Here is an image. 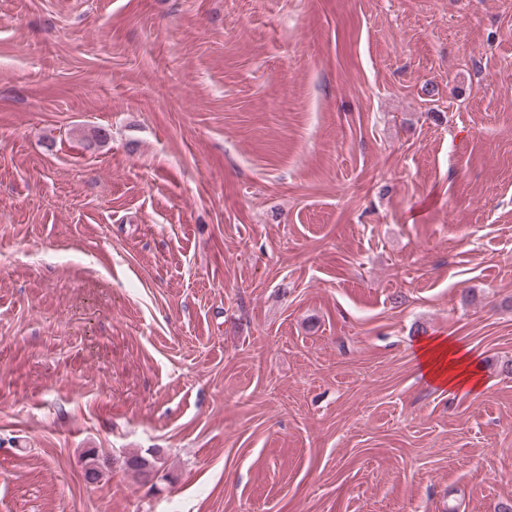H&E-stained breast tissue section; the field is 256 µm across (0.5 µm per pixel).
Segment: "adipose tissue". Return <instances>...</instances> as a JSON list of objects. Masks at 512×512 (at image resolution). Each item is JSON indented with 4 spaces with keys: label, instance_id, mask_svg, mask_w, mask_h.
I'll list each match as a JSON object with an SVG mask.
<instances>
[{
    "label": "adipose tissue",
    "instance_id": "obj_1",
    "mask_svg": "<svg viewBox=\"0 0 512 512\" xmlns=\"http://www.w3.org/2000/svg\"><path fill=\"white\" fill-rule=\"evenodd\" d=\"M420 369L430 383L457 391L475 392L484 385L476 360L450 338L422 342L417 349Z\"/></svg>",
    "mask_w": 512,
    "mask_h": 512
}]
</instances>
